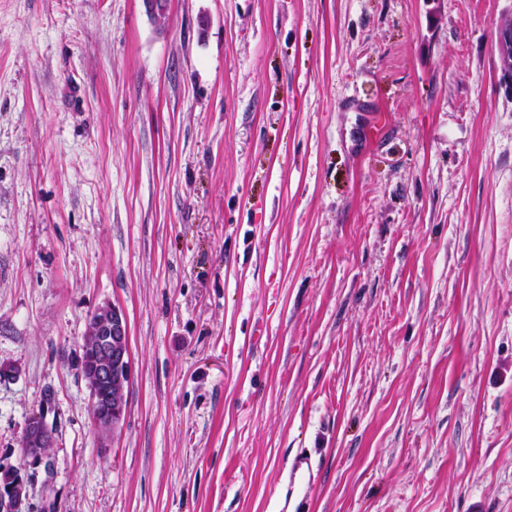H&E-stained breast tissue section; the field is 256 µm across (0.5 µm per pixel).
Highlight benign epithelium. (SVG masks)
Wrapping results in <instances>:
<instances>
[{
	"mask_svg": "<svg viewBox=\"0 0 512 512\" xmlns=\"http://www.w3.org/2000/svg\"><path fill=\"white\" fill-rule=\"evenodd\" d=\"M494 44L501 59L499 85L512 98V14L498 24ZM85 347L92 363L80 367L87 382L90 406L94 411L96 432L107 437L117 430L126 414L124 390L131 376L129 332L125 316L116 307L105 304L92 314ZM54 436L43 418L32 416L21 439L24 459L35 463L47 457ZM26 487L22 478L0 491V512H24Z\"/></svg>",
	"mask_w": 512,
	"mask_h": 512,
	"instance_id": "obj_1",
	"label": "benign epithelium"
}]
</instances>
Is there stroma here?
Instances as JSON below:
<instances>
[{
    "label": "stroma",
    "mask_w": 512,
    "mask_h": 512,
    "mask_svg": "<svg viewBox=\"0 0 512 512\" xmlns=\"http://www.w3.org/2000/svg\"><path fill=\"white\" fill-rule=\"evenodd\" d=\"M512 0H0V466L25 512H512ZM126 316L101 443L79 363ZM53 432L41 463L20 440ZM494 44L501 59L499 85L512 98V14L499 22ZM92 363L80 367L87 382L93 425L102 437L115 433L126 414L124 390L131 376L128 324L122 312L111 304L99 306L92 314L85 340ZM81 360L85 364V352ZM54 436L40 415L32 416L21 439L23 457L30 462H42L47 457L48 448H53ZM320 476V468L305 450L296 451L288 460L287 486L285 488L284 505L279 512H286L292 503L291 512H302L305 499L316 485Z\"/></svg>",
    "instance_id": "stroma-1"
}]
</instances>
